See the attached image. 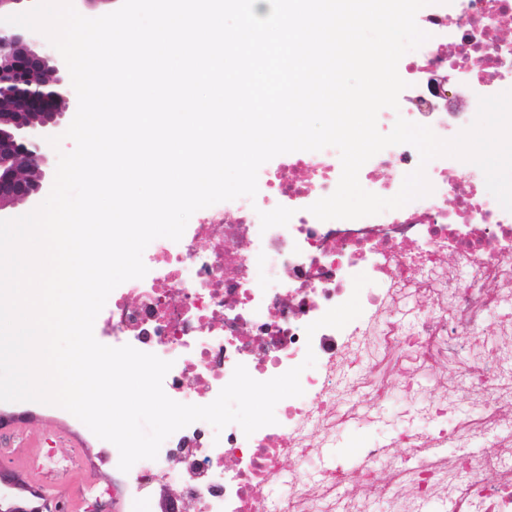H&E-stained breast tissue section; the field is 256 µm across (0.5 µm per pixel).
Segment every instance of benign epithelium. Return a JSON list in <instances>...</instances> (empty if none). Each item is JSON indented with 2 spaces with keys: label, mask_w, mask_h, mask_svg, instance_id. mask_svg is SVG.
I'll return each instance as SVG.
<instances>
[{
  "label": "benign epithelium",
  "mask_w": 512,
  "mask_h": 512,
  "mask_svg": "<svg viewBox=\"0 0 512 512\" xmlns=\"http://www.w3.org/2000/svg\"><path fill=\"white\" fill-rule=\"evenodd\" d=\"M36 33L0 23V213L46 190L47 139L74 109L64 61L33 49ZM0 480V512H53L42 497L21 499Z\"/></svg>",
  "instance_id": "benign-epithelium-1"
}]
</instances>
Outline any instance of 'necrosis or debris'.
Listing matches in <instances>:
<instances>
[{
  "instance_id": "4bbe7bcc",
  "label": "necrosis or debris",
  "mask_w": 512,
  "mask_h": 512,
  "mask_svg": "<svg viewBox=\"0 0 512 512\" xmlns=\"http://www.w3.org/2000/svg\"><path fill=\"white\" fill-rule=\"evenodd\" d=\"M458 2L456 20L423 19L429 44L408 54V94L398 110L379 112V130L401 116L450 139L472 124L479 97L512 87V38L499 29L512 0ZM435 72L468 97V110L449 111L447 97L433 93ZM338 156L333 147L285 154L255 198L200 209L180 240L152 241L145 277L108 298L98 335L170 361L163 389L180 403H211L236 365L266 381L307 352L316 356L300 377L303 395L277 404L276 424L248 436L235 423L218 433L198 421L167 438L132 475L136 503L150 500L156 476L181 483L170 467L181 457L206 488L196 512H363V497L337 492L354 474L324 467V451L345 425L395 423L400 455L382 442L365 451L367 468L382 467L396 483L390 512H512V455L502 453L512 444V422L502 419L512 410V355L500 348L512 340V212L487 191L481 169L439 157L426 167L430 195L374 216L321 221L309 207L335 191ZM419 162L411 145L387 147L371 158L364 188L397 193ZM452 169L458 179H449ZM361 273L370 279L359 293L361 316L306 336L308 324L350 298ZM409 294L422 312L407 329L395 311ZM364 361L369 370L354 372ZM438 363L453 370L452 381L423 386L421 367ZM364 388L377 403L354 404ZM476 444L484 451L475 466L466 450ZM447 447L456 466L435 454ZM291 457L310 474L269 505ZM487 470L493 483L483 479Z\"/></svg>"
}]
</instances>
